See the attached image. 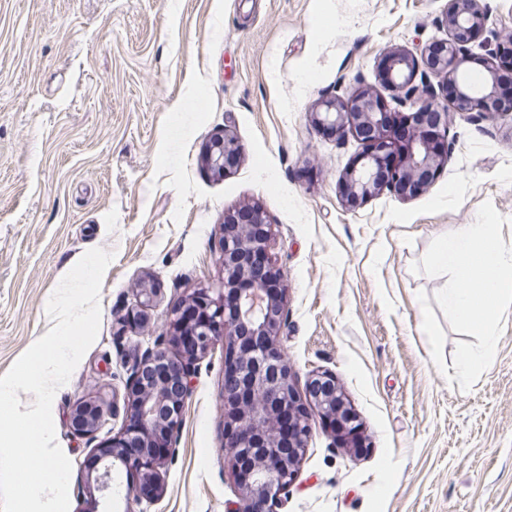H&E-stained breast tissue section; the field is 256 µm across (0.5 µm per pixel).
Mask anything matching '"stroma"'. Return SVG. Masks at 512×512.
Listing matches in <instances>:
<instances>
[{
    "instance_id": "obj_1",
    "label": "stroma",
    "mask_w": 512,
    "mask_h": 512,
    "mask_svg": "<svg viewBox=\"0 0 512 512\" xmlns=\"http://www.w3.org/2000/svg\"><path fill=\"white\" fill-rule=\"evenodd\" d=\"M447 0H0V375L52 327L46 302L93 248L112 252L97 337L52 403L72 464L69 512L94 448L121 428L140 347L171 333L168 312L222 276L226 211L261 207L288 278L280 342L299 382L336 380L364 445L334 443L318 412L277 512H512V309L492 366L470 390L431 359L423 308L445 277L414 272L431 242L474 223L483 202L512 245V117L456 119L448 164L422 194L382 192L350 210L339 183L361 145L312 122L323 97L375 84L385 51L445 38ZM189 99L194 119L169 154L160 133ZM234 130L231 174L204 162ZM159 293L149 330L128 318L142 282ZM429 301L420 304L419 293ZM224 353L199 365L165 490L141 512H224L235 496L225 460ZM98 400L113 420L76 433L70 413Z\"/></svg>"
}]
</instances>
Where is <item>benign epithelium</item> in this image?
Wrapping results in <instances>:
<instances>
[{"label": "benign epithelium", "instance_id": "7a95c632", "mask_svg": "<svg viewBox=\"0 0 512 512\" xmlns=\"http://www.w3.org/2000/svg\"><path fill=\"white\" fill-rule=\"evenodd\" d=\"M486 21L477 0H448L441 19L448 38L388 51L376 80L399 92L392 110L380 109L368 86L345 99L330 96L315 104L310 112L315 125L362 144L340 181L347 207L357 208L384 190L402 198L421 194L448 162L454 117L502 115L495 105L497 37ZM475 45L484 51L489 74L481 89L459 73L461 60ZM240 156L238 138L226 128L210 140L204 161L223 177L237 167ZM270 237L271 225L260 207L224 213L222 280L193 297L204 319L189 320L188 303L178 305L171 311L170 340L176 345L184 340L186 349L173 357L157 344L133 363L123 426L96 449L94 468L85 477V512H112L114 484L122 473L131 477L124 512H137L133 505L162 494L198 361L218 347L224 349V447L238 488L236 499L225 502V512H274L310 437L308 410L316 409L330 422L341 445H355L357 415L334 377L317 373L299 387L280 345L288 287L270 251ZM157 293L149 282L138 289L129 322L143 326L144 308ZM104 421V409L96 403H82L71 415L73 429L81 434L94 432Z\"/></svg>", "mask_w": 512, "mask_h": 512}]
</instances>
